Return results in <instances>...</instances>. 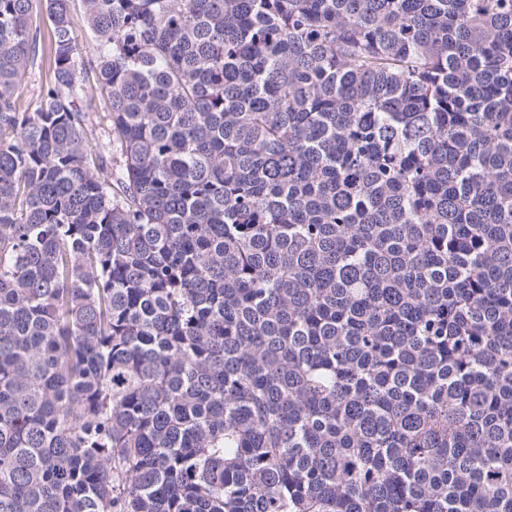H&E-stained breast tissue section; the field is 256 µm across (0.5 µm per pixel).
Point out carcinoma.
I'll list each match as a JSON object with an SVG mask.
<instances>
[{
    "instance_id": "1",
    "label": "carcinoma",
    "mask_w": 512,
    "mask_h": 512,
    "mask_svg": "<svg viewBox=\"0 0 512 512\" xmlns=\"http://www.w3.org/2000/svg\"><path fill=\"white\" fill-rule=\"evenodd\" d=\"M83 5L0 0V512H512V0ZM71 9L74 26L79 34L77 52L79 55L85 56L94 51L95 45L92 39L84 33L85 22L82 0H72ZM40 58L34 66L29 65L20 81V92L22 96L23 109L28 108L29 112L34 111L40 102V87L48 77V64L46 55L41 65Z\"/></svg>"
}]
</instances>
